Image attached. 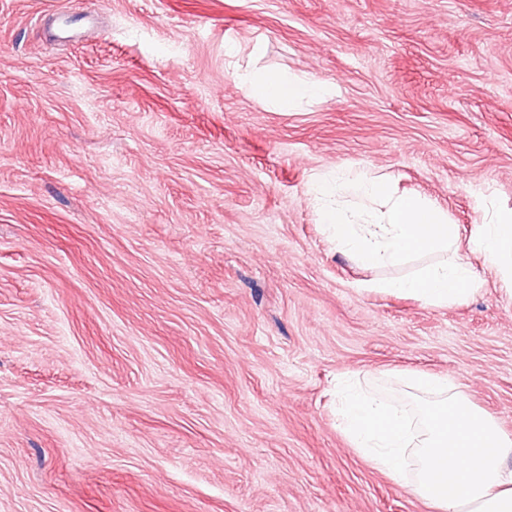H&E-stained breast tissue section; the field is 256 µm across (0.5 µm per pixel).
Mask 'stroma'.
<instances>
[{
  "mask_svg": "<svg viewBox=\"0 0 512 512\" xmlns=\"http://www.w3.org/2000/svg\"><path fill=\"white\" fill-rule=\"evenodd\" d=\"M237 54L224 55L225 43ZM257 70L313 77L287 112ZM423 198L482 286L328 240L314 174ZM512 0H0V512H431L339 427L448 376L512 435ZM474 245L510 281L512 279V213L496 214L476 227Z\"/></svg>",
  "mask_w": 512,
  "mask_h": 512,
  "instance_id": "obj_1",
  "label": "stroma"
}]
</instances>
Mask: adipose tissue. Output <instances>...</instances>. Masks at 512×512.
<instances>
[{"mask_svg":"<svg viewBox=\"0 0 512 512\" xmlns=\"http://www.w3.org/2000/svg\"><path fill=\"white\" fill-rule=\"evenodd\" d=\"M246 83L252 98L280 110L325 93L309 75L284 71L251 74ZM473 243L512 279V213L477 226ZM408 381L428 397L418 427L405 410L360 388L340 393L337 411L351 447L398 483L406 479L408 450H415L412 492L436 512H512V437L447 377L412 374Z\"/></svg>","mask_w":512,"mask_h":512,"instance_id":"1","label":"adipose tissue"}]
</instances>
